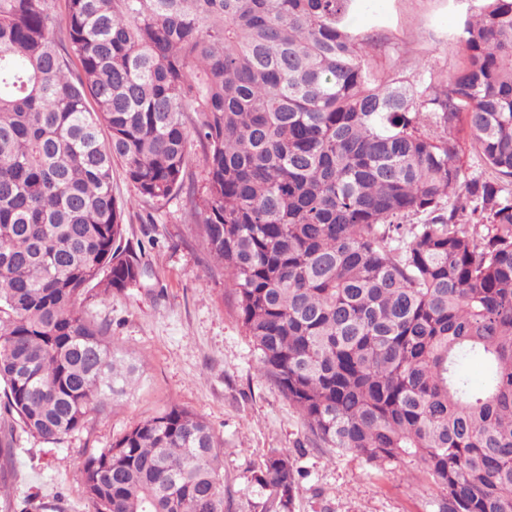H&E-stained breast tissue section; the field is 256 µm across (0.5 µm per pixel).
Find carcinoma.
Listing matches in <instances>:
<instances>
[{"instance_id": "cac0c4a2", "label": "carcinoma", "mask_w": 512, "mask_h": 512, "mask_svg": "<svg viewBox=\"0 0 512 512\" xmlns=\"http://www.w3.org/2000/svg\"><path fill=\"white\" fill-rule=\"evenodd\" d=\"M63 2L0 0L5 411L58 442L136 381L80 307L146 273L119 162L141 198L185 195L257 370L317 440L410 460L445 512H512V0H480L445 85L379 75L356 0ZM462 115L486 177L458 164ZM222 469L211 427L173 405L82 476L98 512H225ZM299 477L272 450L264 512H290Z\"/></svg>"}]
</instances>
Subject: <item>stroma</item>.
I'll return each instance as SVG.
<instances>
[{"label": "stroma", "instance_id": "stroma-1", "mask_svg": "<svg viewBox=\"0 0 512 512\" xmlns=\"http://www.w3.org/2000/svg\"><path fill=\"white\" fill-rule=\"evenodd\" d=\"M475 8V0H356L350 22L355 33L375 37L368 59L380 75L400 67L441 84L463 66L456 33ZM112 186L125 204L124 242L147 274L108 300L87 296L81 308L135 360L140 378L126 397L58 443L31 436L0 409V443L14 448L0 462V512H21L27 499L57 512H96L81 477L89 454L172 405L201 416L222 442L227 512H261L268 493L255 475L272 450L283 448L303 473L292 512H441L442 490L412 464L372 463L316 442L258 372L224 269L180 199L136 197L119 164Z\"/></svg>", "mask_w": 512, "mask_h": 512}]
</instances>
